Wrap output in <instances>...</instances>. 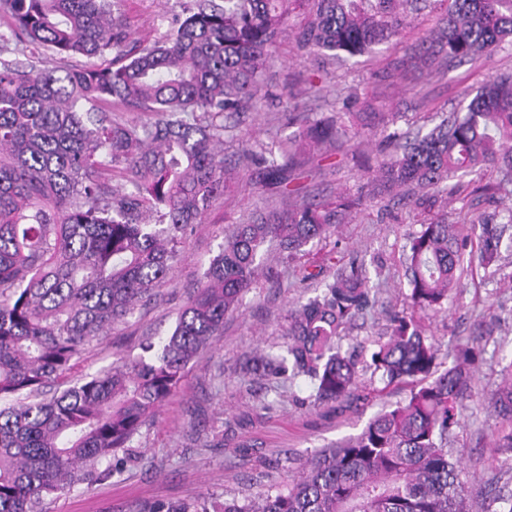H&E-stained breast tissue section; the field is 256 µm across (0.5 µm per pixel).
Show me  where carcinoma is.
<instances>
[{
	"mask_svg": "<svg viewBox=\"0 0 512 512\" xmlns=\"http://www.w3.org/2000/svg\"><path fill=\"white\" fill-rule=\"evenodd\" d=\"M119 0H0L13 41L61 58L112 55V67L37 70L0 59V512H42L44 501L111 476L112 459L178 388L188 366L224 329L255 283L265 251L286 260L326 239L362 206L340 192L292 200L295 159L333 146L344 117L364 127L377 112H332L297 127L285 144L244 142L239 166L278 185L281 205L232 225L205 281L172 333L142 355L86 375L63 390L90 343L123 323L163 286L178 245L225 192L224 119L279 101L267 75L289 37L319 63L343 65L397 36L409 16L434 15L429 34L395 71L443 74L512 37V0H185L160 40L135 44ZM302 9L305 22L291 26ZM115 100L125 119L98 103ZM395 154L376 163L379 191L399 201L427 195L489 165L512 185V73L485 83L469 103L425 134L387 136ZM119 173L113 187L101 172ZM476 259L498 266L503 229L480 222ZM466 238L448 206L410 237L405 263L413 307L441 312L464 267ZM364 263L350 259L323 292L289 315L286 355L262 353L253 370L310 380L320 402L359 398L358 362L342 332L371 305ZM386 385L407 397L362 432L321 451L285 487L239 503L156 504L139 512H472L445 443L470 389L467 361L438 372L437 349L413 318L397 315L371 356ZM512 425V382L493 396Z\"/></svg>",
	"mask_w": 512,
	"mask_h": 512,
	"instance_id": "cac0c4a2",
	"label": "carcinoma"
}]
</instances>
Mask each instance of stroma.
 <instances>
[{
    "mask_svg": "<svg viewBox=\"0 0 512 512\" xmlns=\"http://www.w3.org/2000/svg\"><path fill=\"white\" fill-rule=\"evenodd\" d=\"M182 0H121L120 12L133 38L157 40ZM425 24L414 22L374 54L352 60L344 69L323 71L298 54L290 40L275 51L272 68L279 85L296 96L302 110L317 119L374 100L395 113L393 124L364 130L360 138L340 137L324 156L298 159L291 188L301 196H329L338 187L367 198L365 208L335 234L310 242L289 261L269 255L256 283L237 309L224 319V330L191 364L176 393L162 405L133 441L119 474L45 500L43 512H131L137 505L185 501H245L276 490L320 450L361 433L382 409L404 400L406 391L384 389L379 377L363 372L361 398L351 404L315 403L310 382L288 374L260 378L247 370L256 354L278 350L286 340L288 312L320 292L335 264L355 257L368 271L374 304L345 331L344 350L369 363L374 342L391 315H414L438 349L440 369L453 366L461 350H471L472 383L463 401L460 422L448 438V451L461 460L460 479L470 503L512 496V454L502 452L497 438L504 423L491 408V398L504 376L512 373V230L503 237L501 269L489 275L481 268L463 275L451 291L444 311L413 309L406 297L404 246L419 231V210L407 202L386 203L372 196V175L363 157L385 153L389 133L431 128L432 118L457 110L491 76L512 72V43L491 55L448 69L402 76L391 64L422 36ZM264 105L259 115H246L224 135V154L239 143H272L295 133ZM485 168L460 178L448 193V218L464 221L483 215L499 217V195L482 193L496 179ZM279 200L276 189L260 184L255 172H240L230 193L219 198L181 245L166 283L151 303L138 307L103 341L92 344L78 371L93 374L118 358L136 356L147 338L169 335L178 313L203 282L224 245L227 225L245 221Z\"/></svg>",
    "mask_w": 512,
    "mask_h": 512,
    "instance_id": "stroma-1",
    "label": "stroma"
}]
</instances>
